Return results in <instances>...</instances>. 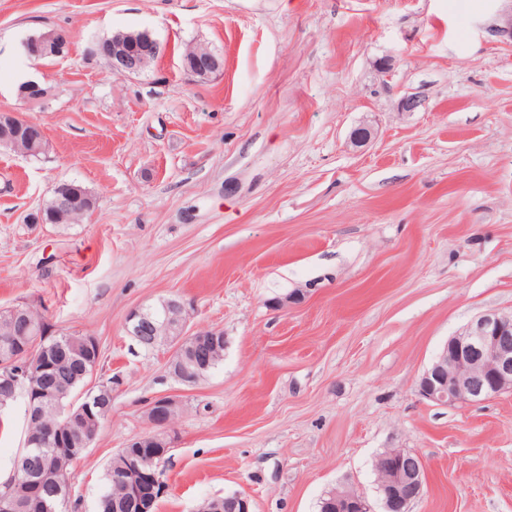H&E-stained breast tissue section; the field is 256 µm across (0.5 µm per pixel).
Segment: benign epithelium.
<instances>
[{
    "label": "benign epithelium",
    "instance_id": "1",
    "mask_svg": "<svg viewBox=\"0 0 512 512\" xmlns=\"http://www.w3.org/2000/svg\"><path fill=\"white\" fill-rule=\"evenodd\" d=\"M33 40L22 42L23 51L29 55L32 51H41L50 57H60L67 49V40L60 34H51L41 39L37 48H32ZM161 46L149 34L133 37L128 42L112 45V71L124 76L142 72L144 62L149 57H157ZM188 61L195 75L206 78L223 65L220 54L206 50L193 52ZM44 128L17 112L0 113V145H17L22 142L31 147L34 143H44ZM69 185L55 184L50 188L56 198L57 209L72 211L78 209L76 201L68 193ZM190 313L185 305L176 298L162 302V309H137L132 311L126 322L129 335L162 337L164 341H174L180 349V355L170 362L176 378L188 384L199 382V372L207 369L208 358L196 354L192 343L203 336H219L217 328L200 329L188 332ZM45 325L37 322L35 341L27 346L24 370H16L17 357H0V386L12 394L29 392V397H38L39 404L27 403L28 431L24 446L32 448L41 445H53L63 435L69 433L73 425L86 422L93 426L80 447L91 446L101 427V421L111 414V403L100 399L94 403H83L72 416V422L57 427L43 423L42 416L46 405L54 400V392L48 387L35 386L34 382L44 381L51 370L47 347L43 346L41 336ZM512 334V312L489 311L474 320L459 334L448 339V343L432 363L423 371L418 380L420 395L437 405L480 403L503 392L512 390V342L507 336ZM179 411L178 403L170 397L153 400L147 409L150 424L164 429L175 422ZM161 444L168 449L171 444L164 443V437L156 434L139 435L125 445L127 454L141 458L139 449L148 444ZM26 453L18 454L14 462L12 490L9 495L0 497V512H17L19 507L35 496L38 491L26 465ZM411 484L417 496H422L425 484V469L418 468L409 473L391 466L385 471L379 484L384 512H407L409 500L401 498V488ZM127 490L132 495H159L162 493L163 480L159 473H143L135 470L126 481ZM197 512H251L250 501L238 493L221 501L206 503ZM336 512H373L370 501L362 494L347 490L336 493Z\"/></svg>",
    "mask_w": 512,
    "mask_h": 512
}]
</instances>
